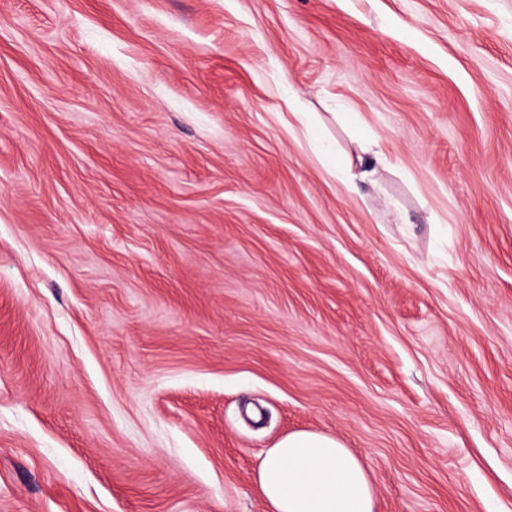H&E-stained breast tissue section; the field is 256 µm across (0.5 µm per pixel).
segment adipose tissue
I'll return each instance as SVG.
<instances>
[{
  "mask_svg": "<svg viewBox=\"0 0 512 512\" xmlns=\"http://www.w3.org/2000/svg\"><path fill=\"white\" fill-rule=\"evenodd\" d=\"M255 489L268 512H375V488L360 459L316 432L289 434L269 449Z\"/></svg>",
  "mask_w": 512,
  "mask_h": 512,
  "instance_id": "adipose-tissue-1",
  "label": "adipose tissue"
}]
</instances>
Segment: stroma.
<instances>
[{
    "label": "stroma",
    "mask_w": 512,
    "mask_h": 512,
    "mask_svg": "<svg viewBox=\"0 0 512 512\" xmlns=\"http://www.w3.org/2000/svg\"><path fill=\"white\" fill-rule=\"evenodd\" d=\"M301 431L512 512V0H0V512H267Z\"/></svg>",
    "instance_id": "35a3bbf8"
}]
</instances>
